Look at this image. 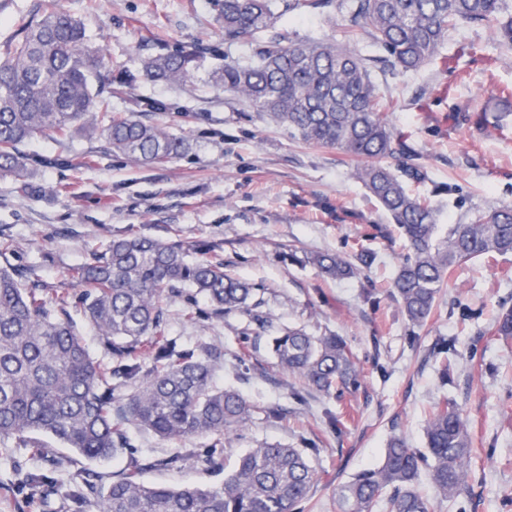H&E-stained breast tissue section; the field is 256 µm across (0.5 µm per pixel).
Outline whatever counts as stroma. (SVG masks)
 <instances>
[{
    "instance_id": "1",
    "label": "stroma",
    "mask_w": 512,
    "mask_h": 512,
    "mask_svg": "<svg viewBox=\"0 0 512 512\" xmlns=\"http://www.w3.org/2000/svg\"><path fill=\"white\" fill-rule=\"evenodd\" d=\"M42 0H0V56ZM99 45L113 76L135 72L159 48L195 42L208 63L248 57L257 38L225 43L217 0H62ZM278 30L289 39L319 36L342 42L337 14L303 13L284 18ZM441 58L415 72L373 69L380 94L394 99L389 120L404 133L424 173L408 182L427 197L442 224H461L479 210L512 207V115L500 123L474 111L501 88L512 89V49L500 46L489 25L459 24L440 49ZM149 101L145 122L164 128L186 145L183 155L141 166L113 153L106 139L76 134L38 135L22 146L49 158L32 191L0 172V249L11 263L36 266L43 280L60 284L65 270L110 237L134 233L185 244L218 242L226 272L262 284L260 315L272 323L255 333L251 315L187 320L183 303L166 304L168 336L195 346L219 345L224 363L219 384L238 389L256 411L224 437V469L197 468L192 458L208 441L197 436L162 440L136 427L129 435L149 484L209 486L223 480L239 454L259 443L302 447L318 475L305 512H336V488L379 463L393 435L424 448L430 408L443 398L458 404L472 436L467 489L460 504L420 489L432 512H512V339L495 335L497 316L512 308V253L457 266L438 296L427 324L417 332L389 292L393 270L408 245L382 207L351 175L339 150L303 143L286 126L231 99L207 75L172 86L140 83L129 97ZM129 97L112 100L125 112ZM374 251L370 271L327 280L310 266L293 263L289 251ZM341 336L354 354L360 387L343 399L289 377L278 365L270 338L288 326ZM249 333L245 360H238L242 333ZM455 338L453 381L441 385L442 358L434 351ZM301 400H294V393ZM282 411L266 418L263 407ZM337 431H330L328 417ZM66 468L43 467L51 503L67 502L68 474L86 470L117 474L124 457L89 461L54 446ZM0 512H43L23 484L33 465L30 451L0 439ZM173 466H162L165 458Z\"/></svg>"
}]
</instances>
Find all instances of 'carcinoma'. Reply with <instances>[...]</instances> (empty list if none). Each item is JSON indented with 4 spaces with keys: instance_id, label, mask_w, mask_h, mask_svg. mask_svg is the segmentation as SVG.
Returning <instances> with one entry per match:
<instances>
[{
    "instance_id": "carcinoma-1",
    "label": "carcinoma",
    "mask_w": 512,
    "mask_h": 512,
    "mask_svg": "<svg viewBox=\"0 0 512 512\" xmlns=\"http://www.w3.org/2000/svg\"><path fill=\"white\" fill-rule=\"evenodd\" d=\"M302 9L343 14L344 43L322 38L293 41L276 30L278 20ZM224 42L264 35L252 56L224 63L215 83L258 112L288 127L299 140L335 148L354 162L353 176L389 214L409 243L391 278V295L411 328L428 321L451 271L471 258L512 252V207L479 212L465 224H450L439 236L436 209L410 195L407 180L422 173L386 158L411 157L403 136L389 124L392 99L380 96L366 59L354 49L367 35L385 55L384 67L417 70L434 60L448 30L460 22L491 24L500 44L512 48V13L506 0H219ZM203 48L187 43L145 58L139 73H126L112 87L101 70V49L84 24L53 4L10 42L0 60V171L28 189L48 161L20 151L38 134L67 137L87 130L86 118L102 114L99 133L112 151L141 163L185 152L182 141L148 124L131 110L112 115V96L139 82L184 85L196 73ZM289 256L341 280L372 267L362 251ZM68 286L53 288L32 267L0 258V436L12 437L42 463L60 468L39 436L61 442L88 460L127 454L121 472L105 478L87 471L71 477L69 512H304L316 475L297 448L264 443L248 449L216 485L147 486L140 458L130 451L126 426L164 440L189 435L215 437L243 426L255 407L237 391L218 386L219 346L187 347L166 336L163 301L184 298L183 315L221 318L247 311L263 291L224 272L220 245L185 246L140 235H120L88 251L68 268ZM202 296L208 310L195 308ZM80 308L111 361L94 357L71 319ZM278 364L312 388L341 399L358 387L359 371L345 341L288 328L272 338ZM145 355L152 365L138 362ZM427 451L390 438L379 465L336 488V512H430L418 490L427 471L434 493L455 502L461 496L472 440L457 403L445 398L429 412ZM207 471L224 469V449L197 457Z\"/></svg>"
}]
</instances>
